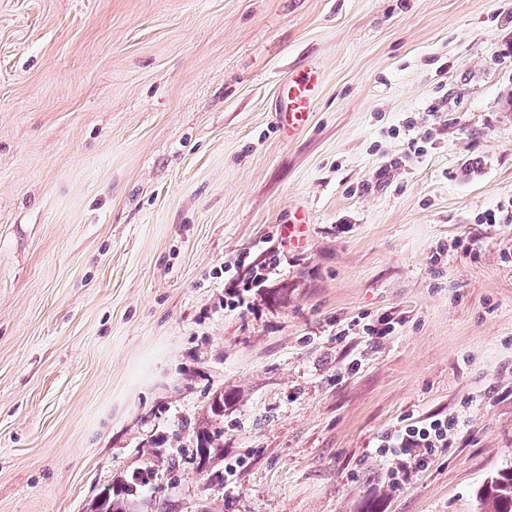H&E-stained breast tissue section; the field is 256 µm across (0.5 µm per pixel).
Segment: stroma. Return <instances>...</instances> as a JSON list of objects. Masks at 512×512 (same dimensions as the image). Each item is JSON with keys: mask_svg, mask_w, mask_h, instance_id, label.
Returning <instances> with one entry per match:
<instances>
[{"mask_svg": "<svg viewBox=\"0 0 512 512\" xmlns=\"http://www.w3.org/2000/svg\"><path fill=\"white\" fill-rule=\"evenodd\" d=\"M510 465L512 0H0V512L147 467L142 512H476ZM319 77L312 69L303 70L292 77L284 88V110L282 123L288 132L305 125L309 118L310 106L318 94ZM377 438L376 451L391 460H401L398 470L389 469V478L397 482L399 472L404 476L428 468L438 451L450 448L463 421L459 416L427 417L421 420L406 418ZM406 460V462H403Z\"/></svg>", "mask_w": 512, "mask_h": 512, "instance_id": "1", "label": "stroma"}]
</instances>
